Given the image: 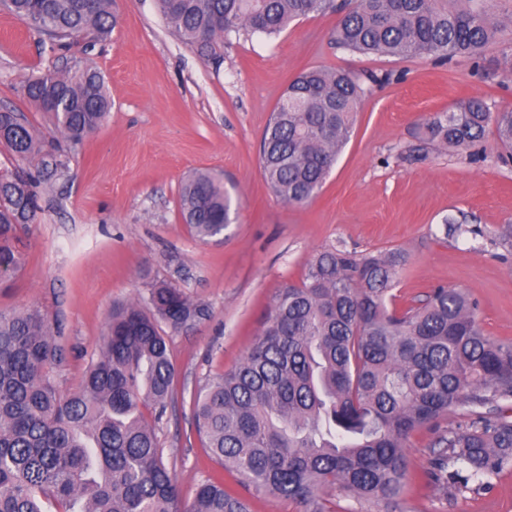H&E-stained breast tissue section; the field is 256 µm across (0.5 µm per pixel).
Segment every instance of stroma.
I'll list each match as a JSON object with an SVG mask.
<instances>
[{
	"mask_svg": "<svg viewBox=\"0 0 512 512\" xmlns=\"http://www.w3.org/2000/svg\"><path fill=\"white\" fill-rule=\"evenodd\" d=\"M462 4L484 9L500 31L478 56L449 62L339 48L335 13L295 21L276 39L230 37L217 62L173 35L155 0H113L118 24L89 52L79 41L51 51L0 11V109L21 113L44 136L42 153L22 161L0 145V172L41 174L46 160L61 162L37 223L16 245L21 271L0 281V310L36 307L46 315L58 348L51 373L67 393L96 358L113 305L147 300L151 284L163 281L207 308V317L167 333L175 379L158 436L177 478L178 512L205 480L238 485L195 431V392L241 362L280 288L299 281L319 251H400L406 262L394 307L418 303L438 285L457 288L477 301L486 336L512 338V249L496 243L512 228V159L503 160L491 131L476 159L465 150L417 148L424 120L461 101L512 110V0ZM83 57L104 75L112 110L75 143L54 132L22 87ZM312 67L355 74L365 94L319 195L294 206L267 185L260 146L289 82ZM198 169L221 173L232 198L218 242L197 241L178 214L180 182ZM449 215L465 233L445 236ZM458 420L448 414L437 428ZM437 428L418 429L407 441L401 512H512V469L490 488L454 493L434 478Z\"/></svg>",
	"mask_w": 512,
	"mask_h": 512,
	"instance_id": "1",
	"label": "stroma"
}]
</instances>
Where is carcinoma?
Wrapping results in <instances>:
<instances>
[{"mask_svg": "<svg viewBox=\"0 0 512 512\" xmlns=\"http://www.w3.org/2000/svg\"><path fill=\"white\" fill-rule=\"evenodd\" d=\"M168 29L216 56L231 34L279 36L335 0H156ZM3 9L51 47L83 36L104 40L116 24L112 0H4ZM499 33L486 12L448 0H348L333 33L359 54L480 53ZM55 132L80 141L98 129L111 102L104 77L78 63L46 71L23 89ZM363 89L352 74L311 68L289 84L261 141L264 177L277 198L304 205L319 194L348 143ZM494 125L512 150V111L492 114L478 100L423 123L421 139L471 149ZM0 142L15 157L43 141L18 112H0ZM41 178L0 176V268L23 266L18 233L37 223ZM183 223L203 243L230 223L224 180L197 170L182 183ZM404 256L329 249L274 298L251 350L207 380L193 397L198 435L212 457L248 489L329 512L325 492L396 504L407 479L405 447L415 430L460 411L438 432L434 475L451 489L512 468V341L483 333L477 304L440 285L417 305L389 307ZM206 316L178 288L159 283L147 305L112 310L99 355L75 392L49 370L56 344L39 310L0 312V512H177L178 484L163 461L156 424L172 393L168 336ZM151 411L146 417L144 410ZM185 512H249L245 499L206 480Z\"/></svg>", "mask_w": 512, "mask_h": 512, "instance_id": "1", "label": "carcinoma"}]
</instances>
